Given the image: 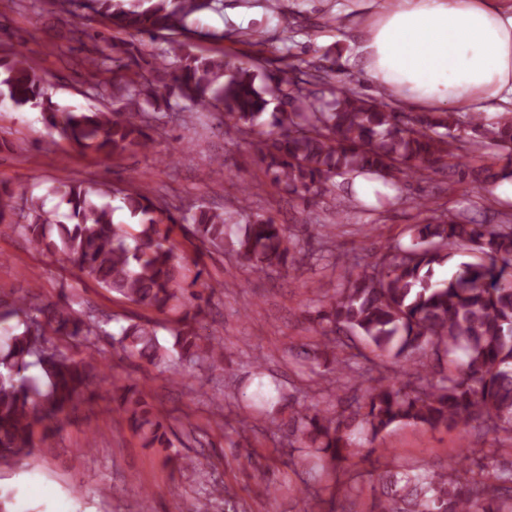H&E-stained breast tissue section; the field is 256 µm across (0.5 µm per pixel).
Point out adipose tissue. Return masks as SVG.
Wrapping results in <instances>:
<instances>
[{"label":"adipose tissue","mask_w":512,"mask_h":512,"mask_svg":"<svg viewBox=\"0 0 512 512\" xmlns=\"http://www.w3.org/2000/svg\"><path fill=\"white\" fill-rule=\"evenodd\" d=\"M359 51L368 77L416 111L512 105V0H395Z\"/></svg>","instance_id":"ef3b65f1"}]
</instances>
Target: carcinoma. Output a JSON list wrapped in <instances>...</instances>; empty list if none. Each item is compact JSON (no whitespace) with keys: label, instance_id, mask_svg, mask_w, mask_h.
<instances>
[{"label":"carcinoma","instance_id":"obj_1","mask_svg":"<svg viewBox=\"0 0 512 512\" xmlns=\"http://www.w3.org/2000/svg\"><path fill=\"white\" fill-rule=\"evenodd\" d=\"M215 0H51L74 18L99 17L130 37L168 33L165 47L145 58L135 43L116 42L123 67L134 78L122 87L130 102L139 99L158 109L213 108L223 118L224 135L258 132V157L273 181L304 201L328 190L336 176L371 175L392 183L420 178L443 165L459 167L469 153L496 148L508 162L500 171H461L478 181L512 180V115L485 122L479 114L463 120L453 112L400 113L381 95L369 97L353 87H337L329 68L299 59L286 70L224 55H195L171 34L192 32L191 17L215 9ZM87 52L88 74L96 88L110 67L96 48ZM0 86L15 108H42L46 124L83 151L106 162L126 152L151 148L156 113L61 109L47 98L45 79L27 54L0 58ZM56 193L66 204V221L52 220L35 198L18 214L0 204V233L19 227L28 239L64 259L99 288L159 314L180 309L169 328L171 346L161 343L160 322L130 320L118 333L103 328L94 310L77 311L67 303L44 304L27 294L0 298V469H13L35 455L58 422L82 400L94 396L104 379L102 350L90 337L107 336L128 359L171 373L177 359L189 368L224 361V344L203 333L214 286L197 271L187 281L177 232L188 231L205 249H224L235 235L238 258L255 272L281 265L298 270L312 257L292 240L290 228L256 219L236 227L254 192L241 194L232 211L203 203L187 217L176 215L134 187L119 191L123 207L137 223L116 224L114 208L99 205L82 182L63 183ZM410 244L386 246L375 262L346 269L343 282L324 291L314 321L320 325L316 349L334 381L354 380L361 391L355 404L336 410L331 404L292 409L289 444L336 469L332 498L348 497L352 476L344 463L354 452L373 451L393 426L413 424L429 430L471 427L475 445L490 435L494 448L474 449L479 456L464 468L450 461L438 469L387 470L376 476L383 492L374 512H512V224L457 221L415 224ZM466 247L477 261L446 280L436 268ZM355 336L379 362L362 369L358 354L334 334ZM83 338L89 351L81 358L60 349L65 338ZM34 367L39 376L25 372ZM113 399L128 428L144 448H157L178 467L184 462L172 431L147 395L132 385L112 383Z\"/></svg>","mask_w":512,"mask_h":512}]
</instances>
